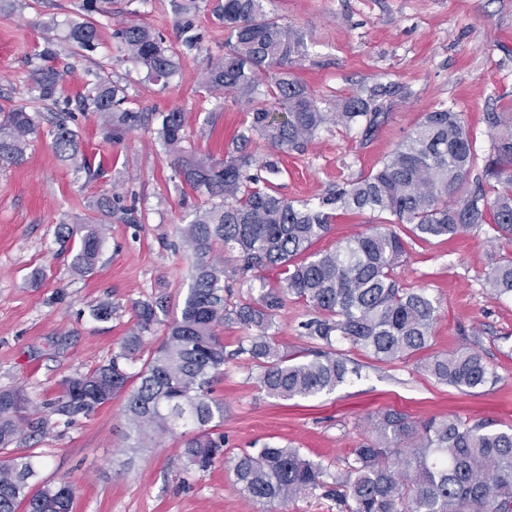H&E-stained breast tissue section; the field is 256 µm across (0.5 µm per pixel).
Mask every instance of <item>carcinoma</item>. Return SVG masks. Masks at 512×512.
Returning a JSON list of instances; mask_svg holds the SVG:
<instances>
[{"label": "carcinoma", "mask_w": 512, "mask_h": 512, "mask_svg": "<svg viewBox=\"0 0 512 512\" xmlns=\"http://www.w3.org/2000/svg\"><path fill=\"white\" fill-rule=\"evenodd\" d=\"M111 0H82L80 16L45 22L48 36L30 56L28 98L45 106L35 113L24 103L0 115V164L23 162L29 138L50 126L56 156L91 172L79 147L78 116L97 117L103 139L118 143L142 126L143 112L128 106L127 86L103 67L84 69V93L70 108L61 101L63 83L75 65H56L63 49L80 60L99 45ZM265 0H216L215 18L224 25V46L205 45L196 25L198 0H171L178 44L150 26L118 21L111 38L118 60L133 61L145 79L167 82L180 58L202 56L200 88L248 107L233 149L216 159L182 147L185 118L173 108L154 113L156 140L176 154L174 176L207 195L180 228L193 258L192 283L180 316L167 325L161 345L136 374L144 337L161 323L160 298L136 305L137 328L112 358L85 373L68 376L63 392L48 403L50 413L72 422L89 417L112 398L125 394L130 448L147 445L182 429L183 457L206 471L224 455V404L212 397L213 383L226 361L238 359L261 370L260 388L283 401L330 393L359 374L358 365L336 349V342L391 362L430 346L438 320L435 301L423 290L402 287L394 271L407 254L406 242L389 224H403L420 240L453 238L489 224L512 241V112H487L491 153L484 181L470 187L477 155L462 113L441 106L424 114L411 133L367 176L330 190L316 204L277 192L271 177L281 173L277 155L301 152L330 125L358 129L368 137L385 122L383 100L393 84L376 83L325 106L299 80L294 69L309 55V39L265 10ZM275 106H269V101ZM264 143L263 157L250 150ZM94 209L101 220L121 215L131 221L120 196H100ZM370 215L373 226L333 250L310 252L339 215ZM103 243L102 225L90 224L74 258L80 273L92 271ZM236 254L228 275L216 244ZM282 270L283 284L264 288L255 299L235 298L252 287L255 272ZM489 292L512 297V258L502 257L486 276ZM304 301L312 317L301 327L312 344L306 358L281 349L271 333L288 299ZM245 330L227 354L218 328ZM420 369L459 392L495 382L480 352L465 346L426 357ZM30 401L20 386L0 390V450L25 434ZM46 464L34 455L0 461V512H73L74 489L66 482L33 489L32 479ZM235 484L247 501L271 509L302 496L336 504V512H512V426L485 419L431 418L416 422L396 410L376 415L371 435L351 450L345 468L304 456L299 449L265 445L233 460Z\"/></svg>", "instance_id": "obj_1"}]
</instances>
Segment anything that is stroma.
I'll list each match as a JSON object with an SVG mask.
<instances>
[{
  "mask_svg": "<svg viewBox=\"0 0 512 512\" xmlns=\"http://www.w3.org/2000/svg\"><path fill=\"white\" fill-rule=\"evenodd\" d=\"M79 5L36 0L0 14L1 110L26 96L27 58L46 34L44 22L77 16ZM265 7L311 38L310 55L296 74L317 99L333 102L380 81L401 90L371 137L331 126L304 151L282 155L275 182L288 199L315 201L368 174L424 113L443 104L463 114L479 157L489 155L485 113L512 110V0H267ZM112 8L135 10L137 21L177 38L170 0H114ZM201 69L199 58L186 57L165 86L144 80L129 63L115 66L112 75L127 84L133 108L183 109L186 149L220 158L246 108L201 90ZM79 130L99 178L62 164L44 129L32 137L22 164L0 167V389L24 386L29 416L39 423L9 452L42 456L40 481H69L74 512H261L235 485L238 454L287 445L341 468L370 432V417L389 409L414 421L456 416L512 425V298L491 297L485 285L493 263L512 257V242L496 240L487 225L448 240L408 239L396 276L438 306L431 353L477 342L497 376L491 386L463 394L418 371L419 357L380 362L343 342L340 350L360 365L358 377L315 399L282 401L268 397L231 360L213 386L224 404V457L197 473L186 469L180 436L147 448L123 447L124 396L68 425L45 415L42 402L59 395L65 376L108 361L133 333L135 303L161 298L165 321L179 316L192 273L180 228L205 201L175 179L173 157L150 127L110 143L89 114L80 117ZM106 192L119 194L136 221L107 223L99 262L82 274L73 267L82 230L63 249L56 226L94 218L93 203ZM103 302L115 313L94 318L93 308ZM311 314L303 302L288 300L274 328L278 343L291 352L307 348L301 324Z\"/></svg>",
  "mask_w": 512,
  "mask_h": 512,
  "instance_id": "obj_1",
  "label": "stroma"
}]
</instances>
